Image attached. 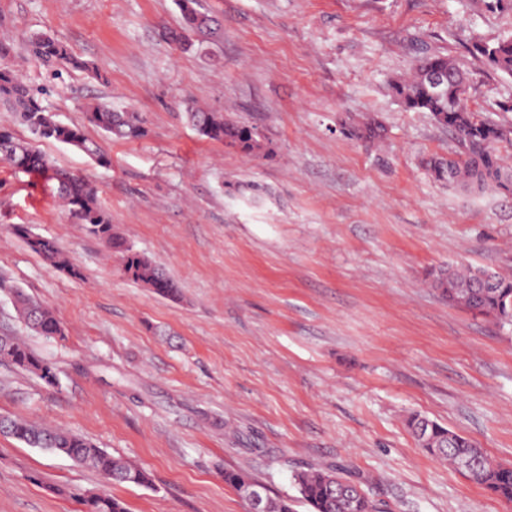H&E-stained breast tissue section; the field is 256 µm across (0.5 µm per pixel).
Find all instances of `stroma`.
Wrapping results in <instances>:
<instances>
[{
  "label": "stroma",
  "mask_w": 512,
  "mask_h": 512,
  "mask_svg": "<svg viewBox=\"0 0 512 512\" xmlns=\"http://www.w3.org/2000/svg\"><path fill=\"white\" fill-rule=\"evenodd\" d=\"M214 32L176 49L177 0H0V64L108 161L44 142L81 174L133 251L182 298L134 284L50 183L0 161V277L50 308L66 338L26 332L0 292V329L51 361L55 385L0 365V417L51 423L141 464L152 487H116L129 512H248L236 469L296 497L312 465L359 474L385 512H512V503L427 455L411 415L512 463V329L448 306L430 269L512 271V197L434 182L424 154L454 143L403 109L390 78L421 53L468 76L472 111H502L512 77L470 49L512 36V0H199ZM46 33L101 77L56 79L28 53ZM103 100L147 134L113 141L88 120ZM198 104L256 127L244 156L188 125ZM375 114L386 138L341 134ZM56 242L80 277L47 266L12 232ZM96 472L0 435V512H83Z\"/></svg>",
  "instance_id": "obj_1"
}]
</instances>
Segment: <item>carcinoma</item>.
Instances as JSON below:
<instances>
[{
  "mask_svg": "<svg viewBox=\"0 0 512 512\" xmlns=\"http://www.w3.org/2000/svg\"><path fill=\"white\" fill-rule=\"evenodd\" d=\"M183 19L181 31H167L172 44L192 43L191 35L212 30V18L197 8V0H178ZM473 50L493 70L512 77V39L495 43L473 42ZM32 58L45 66H66L74 70L89 69L88 63L74 56L69 48L46 33L29 40ZM441 71L446 81L441 89L428 80V74ZM467 77L446 56L424 54L418 58L410 74L391 82L396 100L408 111L427 112L440 126L448 129L456 148L448 156L432 155L421 159V165L432 179L442 185H463L472 192L494 189L512 195V166L504 163L500 147L512 146V127L481 112H473L464 104ZM43 92L24 83L7 67L0 68V102L17 114L34 139L70 146L90 158L104 163L106 158L97 141L88 138L76 126L56 119L42 103ZM89 119L114 140L134 141L145 135L140 116L135 112H117L97 104L88 109ZM188 123L202 136L245 155L258 153L263 145L253 127L229 121L221 112L191 107L186 112ZM349 138L374 142L383 136V127L374 116L349 117L340 125ZM0 161L56 183V194L89 234L104 242L109 250L121 253L123 270L128 278L163 298L179 300L177 284L149 258L126 245L115 230L110 214L101 206L97 190L82 176L54 165L53 161L30 142L17 138L0 127ZM30 251L51 267L79 276V271L48 238L30 233L22 224L14 226ZM428 278L448 305L474 315L494 320L500 326H512V276L498 271L470 267H439ZM17 318L35 333L47 338H63L64 333L54 313L19 288H9ZM0 364L32 374L48 385L57 383L53 364L38 355L24 340L11 332L0 334ZM408 428L417 444L430 456L448 461L472 483L482 486L506 502H512V466L491 460L471 438L421 415L408 420ZM0 434L12 437L30 448L62 455L73 463L91 468L114 486H152L150 473L142 466L114 456L84 437L68 430L49 427L24 418H1ZM255 478L250 474L227 469L224 483L241 491ZM298 497H269L270 512H295V503L308 507V512H381L379 503L364 488L365 482L339 469L310 468L294 474ZM86 512H128L125 503L110 494L89 493L83 498Z\"/></svg>",
  "mask_w": 512,
  "mask_h": 512,
  "instance_id": "obj_1",
  "label": "carcinoma"
}]
</instances>
